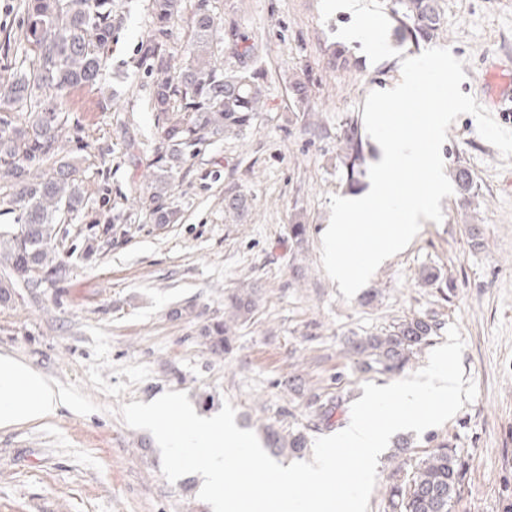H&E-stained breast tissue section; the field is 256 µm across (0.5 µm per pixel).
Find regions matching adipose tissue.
Here are the masks:
<instances>
[{"label":"adipose tissue","instance_id":"adipose-tissue-1","mask_svg":"<svg viewBox=\"0 0 512 512\" xmlns=\"http://www.w3.org/2000/svg\"><path fill=\"white\" fill-rule=\"evenodd\" d=\"M66 402L65 394L42 375L0 355V428L47 418Z\"/></svg>","mask_w":512,"mask_h":512}]
</instances>
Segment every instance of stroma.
<instances>
[{"label":"stroma","instance_id":"1","mask_svg":"<svg viewBox=\"0 0 512 512\" xmlns=\"http://www.w3.org/2000/svg\"><path fill=\"white\" fill-rule=\"evenodd\" d=\"M365 3L385 22L366 49L344 44L351 19L336 0H211L219 65L239 67L240 49L257 45L252 64L264 72L266 97L243 136L204 144L186 160L173 188L181 221L156 224L144 194L161 141L150 108L156 75L138 53L154 33L152 0H114L102 75L63 102L82 144L86 194L61 226L67 272L16 288L0 307V355L69 398L52 417L0 428V512H210L194 479L164 478L154 437L128 427L121 405L183 391L199 414L228 400L240 429L301 431L312 442L345 427L363 384L400 380L429 356L421 350L399 373L367 371L350 339L425 316L438 324L435 347L459 326L464 376L478 394L441 426L401 432L408 449L397 460L381 454L368 512H388L387 487L439 443L467 463L452 512H512V158L478 134L472 115L459 116L442 156L446 170H468L477 196L442 199V222L424 221L367 283L372 303L345 300L321 265L331 196L370 185L364 173L348 181L345 168L368 93L400 80L402 60L433 45L462 61V93L491 108L490 70L512 78V0H439V33L417 45L397 30L393 0ZM297 79L308 88L303 103L292 91ZM238 192L252 206L235 224L224 198ZM298 220L308 227L300 247L289 234ZM428 272L437 280L422 284ZM247 285L259 290L258 308L237 327L231 352H212L200 326L223 318L225 296ZM188 305L194 316H172ZM318 399L340 400L330 421L317 422Z\"/></svg>","mask_w":512,"mask_h":512}]
</instances>
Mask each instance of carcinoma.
Returning <instances> with one entry per match:
<instances>
[{
    "label": "carcinoma",
    "mask_w": 512,
    "mask_h": 512,
    "mask_svg": "<svg viewBox=\"0 0 512 512\" xmlns=\"http://www.w3.org/2000/svg\"><path fill=\"white\" fill-rule=\"evenodd\" d=\"M398 26L421 38H433L441 24L438 0H396ZM21 57L6 60L8 79L0 81V100L12 111L0 113V180L12 189L18 211L15 228L0 230V306L14 289L62 278L58 220L79 212L85 202L77 161L65 155L70 142L69 116L59 100L74 88L97 83L105 50L112 41V0H25ZM183 0H153L155 34L141 43L139 58L163 74L154 86L152 111L161 121L156 175L147 184L150 216L156 224H173L178 209L172 201L174 174L199 145L250 128L265 98L262 71L242 67L220 69L222 42L213 35L215 18L210 0H196L189 18L193 31L188 45L168 41V31L182 18ZM182 57L177 69L171 62ZM462 194L473 196L476 185L467 169H456ZM251 208L247 195L224 198V211L241 218ZM233 321L247 322L256 307V290L228 297ZM231 325L214 319L199 335L211 348L229 347ZM437 331L427 318H411L383 336L352 341V351L372 358L385 371L403 368ZM306 435L283 440L270 435L269 447L279 453H302ZM466 463L446 444L438 445L411 478L393 483L386 496L390 512H451L465 478Z\"/></svg>",
    "instance_id": "1"
}]
</instances>
